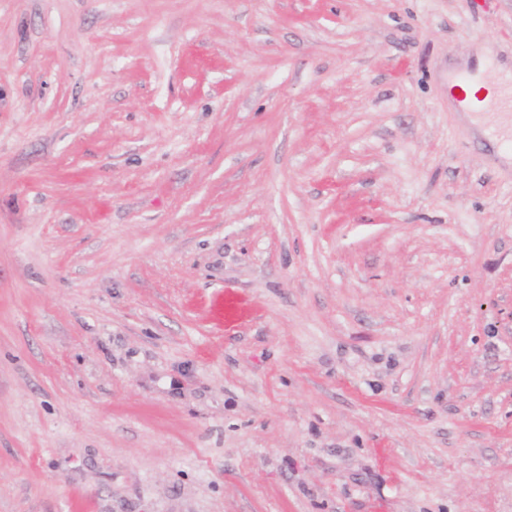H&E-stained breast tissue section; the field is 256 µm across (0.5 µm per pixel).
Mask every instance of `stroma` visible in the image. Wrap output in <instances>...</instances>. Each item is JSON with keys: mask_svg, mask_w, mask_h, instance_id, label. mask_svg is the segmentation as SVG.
<instances>
[{"mask_svg": "<svg viewBox=\"0 0 512 512\" xmlns=\"http://www.w3.org/2000/svg\"><path fill=\"white\" fill-rule=\"evenodd\" d=\"M482 58L512 0H0V512H512ZM253 317V310L241 298L227 292L224 304V324L228 327Z\"/></svg>", "mask_w": 512, "mask_h": 512, "instance_id": "obj_1", "label": "stroma"}]
</instances>
